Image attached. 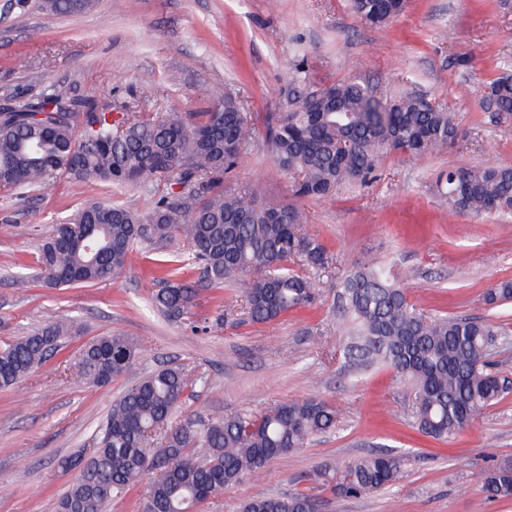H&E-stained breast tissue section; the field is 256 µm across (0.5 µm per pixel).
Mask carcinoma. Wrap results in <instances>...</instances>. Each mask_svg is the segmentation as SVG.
<instances>
[{"instance_id": "obj_1", "label": "carcinoma", "mask_w": 512, "mask_h": 512, "mask_svg": "<svg viewBox=\"0 0 512 512\" xmlns=\"http://www.w3.org/2000/svg\"><path fill=\"white\" fill-rule=\"evenodd\" d=\"M98 0H39L51 14L84 13ZM366 24L381 26L404 0H351ZM487 110L512 117V77L487 87ZM246 101L225 93L200 112H162L147 94L135 105L50 83L26 100L0 96V190L18 197L61 178L79 186L134 188L153 200L148 211L89 199L55 224L38 246V282L49 288L94 285L123 272L134 247L177 235L188 252L159 263L163 286L153 303L172 322L203 331L198 308L204 293L232 284L242 289L254 322H272L313 305L333 264L320 241L303 230L304 209L271 206L256 183L244 190L224 178L252 151L263 148L291 179L301 200H320L344 185L364 182L392 150L412 158L457 144L463 132L441 105L419 96L376 95L355 78L321 85L302 66L291 78L288 109L265 116L255 138ZM438 187L452 210L512 216V164L451 168ZM337 302L351 321L344 358L364 369L387 367L411 389L418 430L444 442L456 438L509 381L492 360L504 332L480 321L432 316L412 303L390 268L367 260L338 277ZM492 307L512 301V281L487 289ZM70 326L50 319L36 332L0 347V387L17 386L59 350ZM141 345L122 334L85 343L66 369L75 380L103 387L124 375ZM205 383L183 367L154 370L126 389L98 431L97 448L64 460L80 468L59 497L56 512H105L114 495L151 475L145 503L151 512H197L244 475H260L276 457L303 448L336 428L339 409L319 398L278 402L254 413L207 422L178 415ZM398 458L375 451L326 469L321 477L342 496L357 497L393 485ZM490 499L512 498V460H495L476 474ZM307 493L259 495L240 512H311Z\"/></svg>"}]
</instances>
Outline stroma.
Listing matches in <instances>:
<instances>
[{
    "mask_svg": "<svg viewBox=\"0 0 512 512\" xmlns=\"http://www.w3.org/2000/svg\"><path fill=\"white\" fill-rule=\"evenodd\" d=\"M460 52L468 63H457ZM303 58L325 84L354 77L390 98L412 93L447 104L465 134L440 154L389 153L373 179L304 201L307 233L324 244L337 272L368 258L382 262L429 313L512 331V303L493 309L483 301L492 284L512 280V223L453 212L436 185L451 167L512 163V120L497 121L483 103L489 82L512 68V0H407L381 27L363 23L349 0H99L73 15L43 12L37 0L23 7L0 0V93L29 97L64 82L116 102L150 92L163 108L197 112L231 91L244 96L260 140L265 114L280 111ZM231 181L263 182L272 205L293 201L287 175L263 151L244 157ZM88 198L152 205L133 190L62 180L30 199L0 196V339L28 335L51 315L73 325L30 379L0 389V512H55L77 476L63 460L92 448L126 388L169 363L207 376L185 404L204 420L309 397L340 410L335 430L273 459L261 479L243 477L197 512H239L253 496L296 492L318 498L323 512H512V499H488L473 478L492 460L512 457V393L454 441L420 434L411 391L390 370L349 374L338 353L349 324L331 284L313 307L269 324L246 318L239 288L209 291L199 313L224 324L206 332L168 322L151 300L158 253L187 249L177 238L158 250L135 247L117 279L34 286L38 239ZM118 332L144 347L126 375L101 388L65 378L66 360L83 343ZM381 447L402 460L400 479L386 490L342 497L316 482L317 471Z\"/></svg>",
    "mask_w": 512,
    "mask_h": 512,
    "instance_id": "stroma-1",
    "label": "stroma"
}]
</instances>
